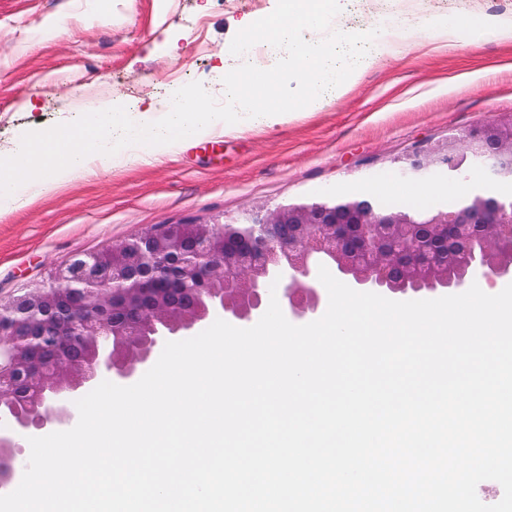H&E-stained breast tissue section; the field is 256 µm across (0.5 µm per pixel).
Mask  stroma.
<instances>
[{"mask_svg":"<svg viewBox=\"0 0 512 512\" xmlns=\"http://www.w3.org/2000/svg\"><path fill=\"white\" fill-rule=\"evenodd\" d=\"M277 0H0V157L21 135L106 102L134 111L198 81L223 99L219 56L242 19ZM512 20V0H348L332 28L394 36L361 82L271 130L205 137L163 162L99 161L91 174L0 219V301L79 254L160 224L411 187L407 159L512 115V39L459 19Z\"/></svg>","mask_w":512,"mask_h":512,"instance_id":"1","label":"stroma"}]
</instances>
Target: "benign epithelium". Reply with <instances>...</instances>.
<instances>
[{
    "label": "benign epithelium",
    "instance_id": "7a95c632",
    "mask_svg": "<svg viewBox=\"0 0 512 512\" xmlns=\"http://www.w3.org/2000/svg\"><path fill=\"white\" fill-rule=\"evenodd\" d=\"M491 127L450 139L448 152L415 154L406 173L421 179L465 154L498 178L512 138L506 145L487 139ZM362 197L354 205L337 198L257 207L224 224H166L74 257L50 285L0 303V418L28 435L64 426L74 399L100 376L136 378L166 342L215 318L260 319L274 281L285 317L313 320L323 307L321 265L356 290L406 297L461 291L476 275L512 276V205L445 211L424 223L409 216L419 205L388 212ZM450 227L461 250L442 261L427 242L446 238ZM132 262L139 273L125 272ZM169 280L178 288L158 287ZM20 324L35 332H14ZM47 337L56 359L35 369L31 353Z\"/></svg>",
    "mask_w": 512,
    "mask_h": 512
}]
</instances>
